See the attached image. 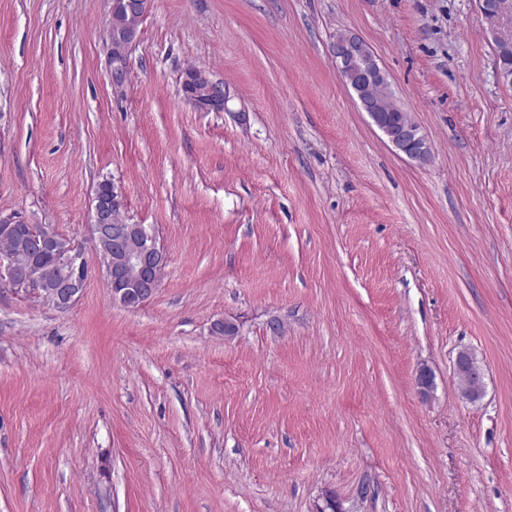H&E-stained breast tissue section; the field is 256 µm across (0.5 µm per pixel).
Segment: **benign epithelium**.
Returning a JSON list of instances; mask_svg holds the SVG:
<instances>
[{"label":"benign epithelium","instance_id":"obj_1","mask_svg":"<svg viewBox=\"0 0 512 512\" xmlns=\"http://www.w3.org/2000/svg\"><path fill=\"white\" fill-rule=\"evenodd\" d=\"M148 8V0H112L111 16L107 28V55L116 89L124 86L135 46L139 26ZM480 9L488 20L512 10V0H480ZM368 45L359 37L341 33L331 46V56L341 79L356 93L358 100L375 126L388 142L412 160L422 161L431 155V144L413 121L397 129L382 121L379 104L366 95L373 82L385 79L378 64L367 61ZM184 99L199 112H223L228 109L229 96L224 82L215 80L200 69L181 73ZM108 201L95 194L91 208V240L105 267L107 287L112 300L125 308L136 309L159 288L158 269L165 266L167 255L155 235L141 224H130L120 214L121 195ZM54 239V230L41 225L31 237V250L38 252ZM88 274L76 246L68 244L61 249L50 266L38 269L27 267L16 253L0 255V284L16 292H42L46 284L53 285L52 295L56 308H69L85 287ZM455 374L463 399L476 401L484 394V372L467 350L457 353Z\"/></svg>","mask_w":512,"mask_h":512}]
</instances>
